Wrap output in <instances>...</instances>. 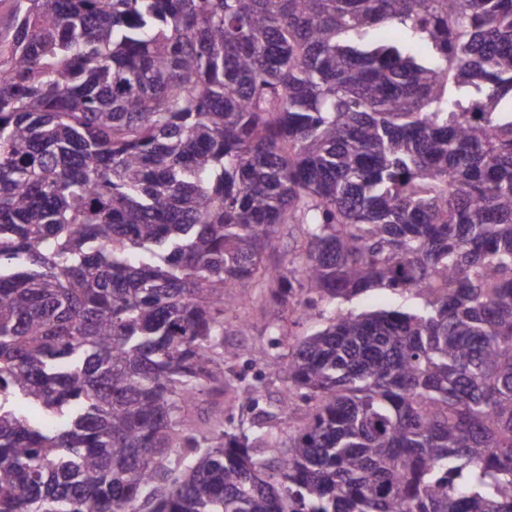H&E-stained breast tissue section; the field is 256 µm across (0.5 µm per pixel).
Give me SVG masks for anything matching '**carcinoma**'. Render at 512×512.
Returning <instances> with one entry per match:
<instances>
[{
	"instance_id": "cac0c4a2",
	"label": "carcinoma",
	"mask_w": 512,
	"mask_h": 512,
	"mask_svg": "<svg viewBox=\"0 0 512 512\" xmlns=\"http://www.w3.org/2000/svg\"><path fill=\"white\" fill-rule=\"evenodd\" d=\"M0 1V512H512V0ZM419 302L418 299H408L406 296L393 294L385 290L369 291L352 302L342 305L343 310H355L357 312H369L375 310H391L395 308H407ZM235 315L242 320L250 322V330L241 336H226V345L236 346L241 349L242 356L237 360L224 364V374L235 383H252L256 379H262L261 402H275L283 389V383L276 375L270 374L267 364L274 358L288 360L293 346L303 334L320 328L322 320L303 317L298 324L286 329V335L280 336L281 343L278 346L271 344L268 331L265 330V322L258 313L250 307H240Z\"/></svg>"
}]
</instances>
